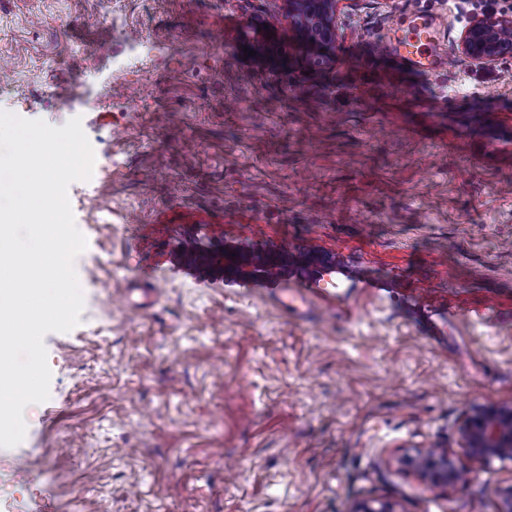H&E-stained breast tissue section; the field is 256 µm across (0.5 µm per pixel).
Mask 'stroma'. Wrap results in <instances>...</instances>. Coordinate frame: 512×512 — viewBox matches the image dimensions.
I'll return each mask as SVG.
<instances>
[{
    "instance_id": "obj_1",
    "label": "stroma",
    "mask_w": 512,
    "mask_h": 512,
    "mask_svg": "<svg viewBox=\"0 0 512 512\" xmlns=\"http://www.w3.org/2000/svg\"><path fill=\"white\" fill-rule=\"evenodd\" d=\"M284 0H0V110L80 118L92 176L80 323L44 344L50 396L0 448V512H496L512 469L461 452L512 404V59L459 47L512 0H343L329 63ZM436 20L444 65L387 50ZM283 248L248 281L180 260ZM447 448L466 484L402 470Z\"/></svg>"
}]
</instances>
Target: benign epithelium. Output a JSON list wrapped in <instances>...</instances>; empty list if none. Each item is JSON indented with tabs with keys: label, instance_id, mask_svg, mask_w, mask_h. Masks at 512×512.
<instances>
[{
	"label": "benign epithelium",
	"instance_id": "7a95c632",
	"mask_svg": "<svg viewBox=\"0 0 512 512\" xmlns=\"http://www.w3.org/2000/svg\"><path fill=\"white\" fill-rule=\"evenodd\" d=\"M282 16L262 15L252 19L259 31L275 35L282 23L324 57L336 42L337 12L343 0H285ZM461 53L481 65L512 58V17L484 16L473 20L459 40ZM182 259L192 265L224 272L227 277L245 279L257 271L274 274L292 262L306 265L311 255H294L285 249H224L219 252L199 248L190 241L183 245ZM461 445L474 461L484 465L498 461L512 463V407L481 406L471 410L459 428ZM402 467L420 475L433 487L463 483L468 476L452 452L442 448H414L399 459ZM497 512H512V482L495 488ZM351 512H397L387 500L366 499L355 503Z\"/></svg>",
	"mask_w": 512,
	"mask_h": 512
}]
</instances>
